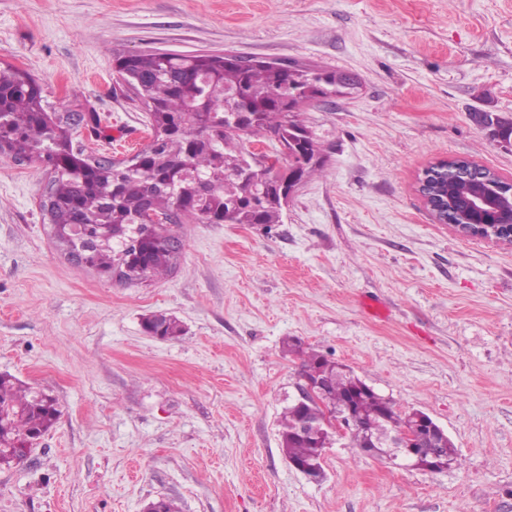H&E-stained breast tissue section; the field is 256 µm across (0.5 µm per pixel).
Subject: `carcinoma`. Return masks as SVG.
Instances as JSON below:
<instances>
[{"label":"carcinoma","mask_w":512,"mask_h":512,"mask_svg":"<svg viewBox=\"0 0 512 512\" xmlns=\"http://www.w3.org/2000/svg\"><path fill=\"white\" fill-rule=\"evenodd\" d=\"M121 80L144 106L152 139L126 160L104 158L93 163L80 127L98 135L101 118L77 111L80 126L68 121L44 95L28 72L0 61V158L45 169L49 175V208L55 242L67 254L82 253L101 277L127 269V282L144 283L170 273L179 253L163 225L148 223L149 214L176 225L283 223L282 184L296 173L310 179L322 159L313 133L298 119L305 95L329 97L357 88V81L339 70L294 62L255 61L244 64L226 54L143 51L115 57ZM481 123L492 135L512 145V121L484 112ZM256 142L278 140L286 147L285 165L253 183L243 178L252 153L240 147L242 137ZM468 178L450 177L448 220L479 223L467 191L496 194L481 178L490 170L466 161ZM149 336L174 340L184 335L182 322L155 312L143 317ZM301 356L300 374L323 383L322 400L332 413L351 405L357 422L348 426L351 445L365 449L373 423L388 429L410 427L409 414L370 391H360L344 367L298 341L286 342ZM317 410L305 402L290 404L280 421V445L288 461L319 463L318 442L299 432ZM57 399L36 391L8 373H0V466L19 464L36 439L57 423Z\"/></svg>","instance_id":"cac0c4a2"}]
</instances>
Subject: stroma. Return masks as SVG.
<instances>
[{
    "label": "stroma",
    "mask_w": 512,
    "mask_h": 512,
    "mask_svg": "<svg viewBox=\"0 0 512 512\" xmlns=\"http://www.w3.org/2000/svg\"><path fill=\"white\" fill-rule=\"evenodd\" d=\"M232 53L352 74L305 105L324 158L281 224H185L165 278L118 283L71 262L39 206L45 170L0 160V373L60 418L0 467V512H512V247L438 223L417 190L460 157L512 183V0H0V61L59 110L107 124L95 155L149 142L112 59ZM182 321L147 336L144 315ZM299 339L448 433L460 466L394 467L334 437L325 476L294 469L280 417ZM142 329L148 336H159L162 340L178 339L185 332L178 318L161 312L143 317Z\"/></svg>",
    "instance_id": "35a3bbf8"
}]
</instances>
